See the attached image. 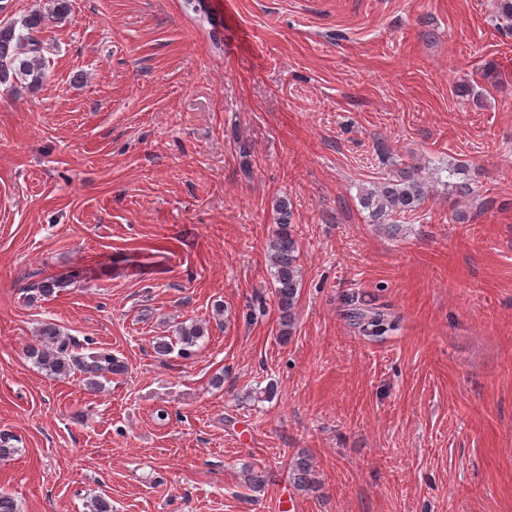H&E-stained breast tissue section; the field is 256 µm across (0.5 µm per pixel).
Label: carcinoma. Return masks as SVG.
Wrapping results in <instances>:
<instances>
[{
  "instance_id": "carcinoma-1",
  "label": "carcinoma",
  "mask_w": 512,
  "mask_h": 512,
  "mask_svg": "<svg viewBox=\"0 0 512 512\" xmlns=\"http://www.w3.org/2000/svg\"><path fill=\"white\" fill-rule=\"evenodd\" d=\"M69 0H54L48 14L34 12L24 18L21 25L0 26V84L19 83L30 89L38 88L46 76L44 51L47 50L43 33L53 22L68 15ZM426 197V183L414 166L403 168L397 175L359 193V204L367 212L366 221L390 232L398 229L396 217L419 209ZM278 231L269 244L271 275L274 280L280 316V334L290 335L294 321L293 308L301 285V269L298 246L291 234L293 211L286 198L275 200ZM351 317L360 331L367 336H378L394 329L390 315L379 307L354 308ZM179 352L184 356L192 353L203 327L197 323L181 324L177 329ZM79 341L65 336L54 323H46L40 330L37 342L25 349V356L41 369L66 376L78 370L91 378L106 372L120 375L125 371L121 360L106 350H98L86 356L76 353ZM312 458L300 453L289 465L294 487L300 491L317 488Z\"/></svg>"
}]
</instances>
